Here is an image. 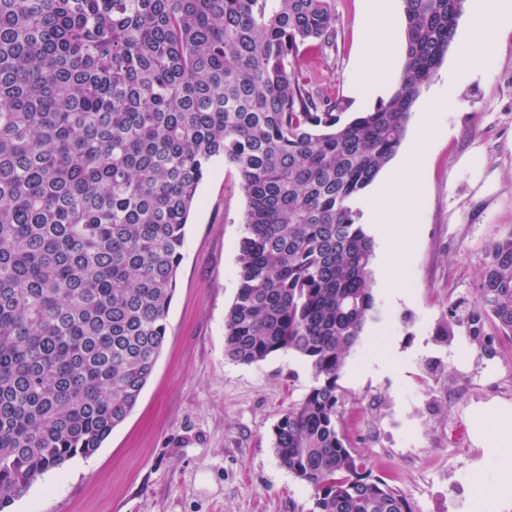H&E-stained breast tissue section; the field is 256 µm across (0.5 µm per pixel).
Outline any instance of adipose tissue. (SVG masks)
<instances>
[{"label":"adipose tissue","instance_id":"ef3b65f1","mask_svg":"<svg viewBox=\"0 0 512 512\" xmlns=\"http://www.w3.org/2000/svg\"><path fill=\"white\" fill-rule=\"evenodd\" d=\"M367 11L370 28L384 29L390 37L381 43L368 42L364 76L354 91L359 95L367 93L380 98L390 93L396 79L394 58L399 45L393 33L399 21L390 9L389 0H367ZM508 21H512V0H480L471 18L470 41L462 47L456 69L449 72V82H456L461 72L470 67L475 57V44L492 50L495 35ZM420 153V146L408 148L394 174L365 198L363 210L368 220L398 224L402 207L396 189L400 186L410 187Z\"/></svg>","mask_w":512,"mask_h":512}]
</instances>
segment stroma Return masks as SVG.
<instances>
[{
  "instance_id": "1",
  "label": "stroma",
  "mask_w": 512,
  "mask_h": 512,
  "mask_svg": "<svg viewBox=\"0 0 512 512\" xmlns=\"http://www.w3.org/2000/svg\"><path fill=\"white\" fill-rule=\"evenodd\" d=\"M333 46L300 58L321 96L344 101V119L372 107L353 87L369 40L366 0H333ZM445 87L450 48L413 109L406 141L429 115L418 195L403 211L412 234L365 224L377 261L393 250L396 308L375 298L337 380L339 427L373 474L400 489L413 512H512L498 490L492 423L512 412V339L495 356L446 345L448 305L473 299L488 245L512 228V31ZM186 227L184 257L155 370L125 422L90 457L40 476L11 512H310L313 492L280 466L272 430L314 384L306 358L279 351L241 364L224 351V314L237 291L247 199L240 176L216 160Z\"/></svg>"
}]
</instances>
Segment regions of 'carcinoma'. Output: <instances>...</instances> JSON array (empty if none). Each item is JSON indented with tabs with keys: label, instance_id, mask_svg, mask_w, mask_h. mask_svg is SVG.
Masks as SVG:
<instances>
[{
	"label": "carcinoma",
	"instance_id": "1",
	"mask_svg": "<svg viewBox=\"0 0 512 512\" xmlns=\"http://www.w3.org/2000/svg\"><path fill=\"white\" fill-rule=\"evenodd\" d=\"M465 0H401L386 100L341 121L296 70L333 43V0H0V512L93 455L160 356L186 226L215 159L247 198L227 356L278 351L317 384L273 430L311 512H412L339 429L337 380L373 309L356 202L397 153ZM512 337V229L442 335Z\"/></svg>",
	"mask_w": 512,
	"mask_h": 512
}]
</instances>
